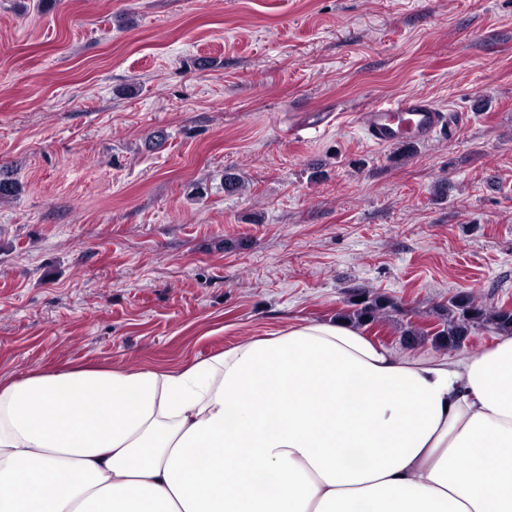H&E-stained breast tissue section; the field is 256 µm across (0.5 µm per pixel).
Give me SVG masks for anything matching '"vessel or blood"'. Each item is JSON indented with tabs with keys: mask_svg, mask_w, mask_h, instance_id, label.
<instances>
[{
	"mask_svg": "<svg viewBox=\"0 0 512 512\" xmlns=\"http://www.w3.org/2000/svg\"><path fill=\"white\" fill-rule=\"evenodd\" d=\"M353 123L378 147L424 142L454 129L442 108L416 94L372 102L355 113Z\"/></svg>",
	"mask_w": 512,
	"mask_h": 512,
	"instance_id": "obj_1",
	"label": "vessel or blood"
}]
</instances>
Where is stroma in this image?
<instances>
[{"instance_id":"35a3bbf8","label":"stroma","mask_w":512,"mask_h":512,"mask_svg":"<svg viewBox=\"0 0 512 512\" xmlns=\"http://www.w3.org/2000/svg\"><path fill=\"white\" fill-rule=\"evenodd\" d=\"M429 97L454 140L337 113ZM0 379L194 362L364 291L512 309V0H0Z\"/></svg>"}]
</instances>
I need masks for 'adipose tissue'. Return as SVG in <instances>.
Masks as SVG:
<instances>
[{
	"label": "adipose tissue",
	"instance_id": "obj_1",
	"mask_svg": "<svg viewBox=\"0 0 512 512\" xmlns=\"http://www.w3.org/2000/svg\"><path fill=\"white\" fill-rule=\"evenodd\" d=\"M0 512H512V334L448 359L328 320L0 380Z\"/></svg>",
	"mask_w": 512,
	"mask_h": 512
}]
</instances>
